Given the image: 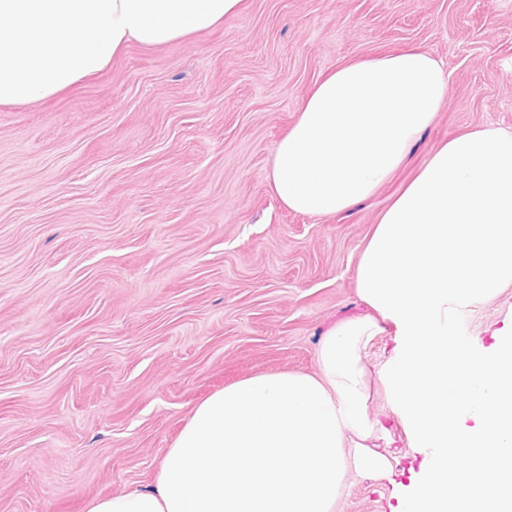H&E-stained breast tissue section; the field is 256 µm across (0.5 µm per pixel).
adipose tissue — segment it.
<instances>
[{"label": "adipose tissue", "instance_id": "adipose-tissue-1", "mask_svg": "<svg viewBox=\"0 0 512 512\" xmlns=\"http://www.w3.org/2000/svg\"><path fill=\"white\" fill-rule=\"evenodd\" d=\"M241 0H0V106L55 97L132 42L165 46L210 30ZM449 74L409 48L344 64L316 84L269 170L288 209L331 216L372 196L434 122ZM356 291L371 315L323 336L317 374L240 380L194 410L151 488L87 512H335L347 471L386 473L372 447L366 349L392 322L404 336L382 380L427 455L404 512H512V336L490 352L450 328L512 287V131L481 126L439 146L381 214ZM470 459L452 468L449 455ZM498 473L476 481L475 473Z\"/></svg>", "mask_w": 512, "mask_h": 512}]
</instances>
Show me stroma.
Instances as JSON below:
<instances>
[{"label": "stroma", "instance_id": "1", "mask_svg": "<svg viewBox=\"0 0 512 512\" xmlns=\"http://www.w3.org/2000/svg\"><path fill=\"white\" fill-rule=\"evenodd\" d=\"M417 47L443 59L434 124L370 199L292 212L267 173L315 84ZM512 130V0H242L215 29L131 44L43 102L0 109V512H86L152 484L196 405L243 378L314 373L321 338L369 315L361 250L436 145ZM512 330V288L463 314L476 349ZM366 353L381 478L336 512H402L425 456Z\"/></svg>", "mask_w": 512, "mask_h": 512}]
</instances>
